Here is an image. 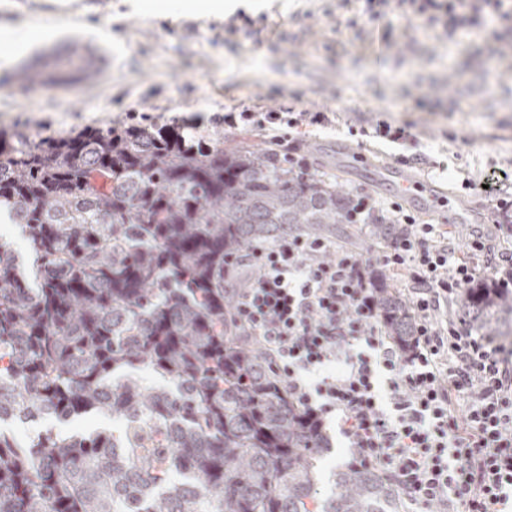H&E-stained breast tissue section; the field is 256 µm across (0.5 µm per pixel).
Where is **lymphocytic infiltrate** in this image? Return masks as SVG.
<instances>
[{"label":"lymphocytic infiltrate","instance_id":"lymphocytic-infiltrate-1","mask_svg":"<svg viewBox=\"0 0 512 512\" xmlns=\"http://www.w3.org/2000/svg\"><path fill=\"white\" fill-rule=\"evenodd\" d=\"M410 5L449 38L512 18V0H377ZM406 234L377 263L406 271L415 335L390 338L359 254L289 235L233 262L245 275L236 320L311 414L337 412L361 462L422 512H501L512 502V343L474 335L458 297L493 246L458 254L447 230L397 213ZM363 350H355V342ZM387 396H380V389Z\"/></svg>","mask_w":512,"mask_h":512}]
</instances>
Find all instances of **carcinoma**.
I'll use <instances>...</instances> for the list:
<instances>
[{
  "mask_svg": "<svg viewBox=\"0 0 512 512\" xmlns=\"http://www.w3.org/2000/svg\"><path fill=\"white\" fill-rule=\"evenodd\" d=\"M66 66L93 76L84 47ZM26 84L55 82L41 69ZM358 198L303 179L270 149L168 125L65 136L0 130V211L24 227L37 285L0 238V424L91 415L112 429L21 439L0 429V512H400L382 473L357 461L323 493L325 440L270 357L233 317L229 262L286 233L352 224ZM371 234L404 229L367 216ZM390 337L414 317L369 271ZM491 336L512 293L462 295ZM163 383L147 386L138 371Z\"/></svg>",
  "mask_w": 512,
  "mask_h": 512,
  "instance_id": "cac0c4a2",
  "label": "carcinoma"
}]
</instances>
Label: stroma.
Returning <instances> with one entry per match:
<instances>
[{"label": "stroma", "instance_id": "1", "mask_svg": "<svg viewBox=\"0 0 512 512\" xmlns=\"http://www.w3.org/2000/svg\"><path fill=\"white\" fill-rule=\"evenodd\" d=\"M134 0H0V129L57 136L89 127L175 122L194 134L222 133L307 161L305 175L384 203L402 204L368 175L395 163L443 192L449 238L465 250L476 235L498 250L512 238L495 225L512 215V19L450 47L442 27L412 26L399 9L371 20L367 0H261L259 7L201 19L169 0L168 16H145ZM39 30L20 48L13 31ZM81 41L97 71L91 82L25 86ZM228 112H324L322 127L288 139L225 126ZM405 128L406 141L371 138L377 121ZM321 429L324 474L353 454L335 414Z\"/></svg>", "mask_w": 512, "mask_h": 512}]
</instances>
